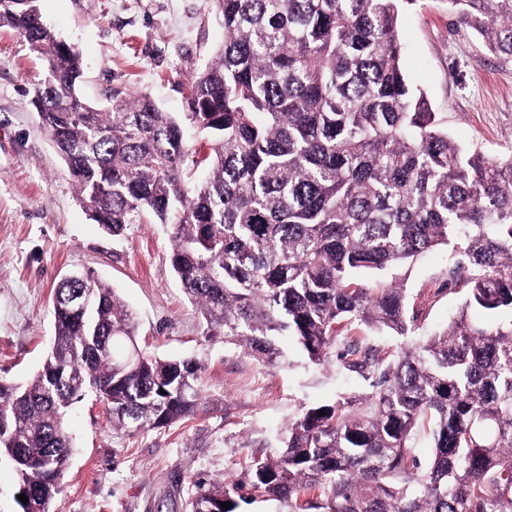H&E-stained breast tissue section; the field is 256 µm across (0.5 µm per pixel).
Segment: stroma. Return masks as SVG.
<instances>
[{
  "label": "stroma",
  "instance_id": "obj_1",
  "mask_svg": "<svg viewBox=\"0 0 512 512\" xmlns=\"http://www.w3.org/2000/svg\"><path fill=\"white\" fill-rule=\"evenodd\" d=\"M44 23L81 53V97L105 109L114 90L145 94L166 112L185 110L188 82L224 41L207 0H38ZM403 67L448 135L489 157L512 156V60L454 27L446 0H418L401 21ZM47 63L18 33L0 27V380L20 384L40 366L54 336L52 290L70 272L114 288L136 315L139 341L162 358H195L202 405L167 428L113 429L103 404L86 397L68 426L76 449L50 512H189L197 482L236 479L278 450L308 407L370 390L364 374L337 360L316 366L284 347L288 366H265L205 335L170 262L171 227L132 224L102 232L78 198L31 102ZM441 247L397 272L417 316L416 340L447 328L464 303L448 286ZM404 338L354 323L334 351H399Z\"/></svg>",
  "mask_w": 512,
  "mask_h": 512
}]
</instances>
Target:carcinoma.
Returning <instances> with one entry per match:
<instances>
[{"mask_svg": "<svg viewBox=\"0 0 512 512\" xmlns=\"http://www.w3.org/2000/svg\"><path fill=\"white\" fill-rule=\"evenodd\" d=\"M417 0H209L224 44L188 83L186 112L76 93L81 57L37 0H0V27L46 59L33 97L79 199L107 234L173 225L170 261L206 335L284 365L289 336L329 362L344 322L415 332L408 294L384 274L440 246L465 302L444 331L344 366L371 392L303 411L282 449L232 483H200L190 512L275 500L287 512H512V158L458 145L401 69L400 21ZM455 25L512 58V0H447ZM189 122L211 138L199 155ZM195 186L187 174L199 167ZM90 297L77 311L78 294ZM55 336L21 385L0 382V457L34 512H49L73 453L72 406L91 393L112 427L138 433L193 416L200 365L140 347L134 313L77 273L53 290ZM473 308L499 316L478 324ZM431 424L433 453L414 451ZM232 503L224 509L221 504Z\"/></svg>", "mask_w": 512, "mask_h": 512, "instance_id": "cac0c4a2", "label": "carcinoma"}]
</instances>
